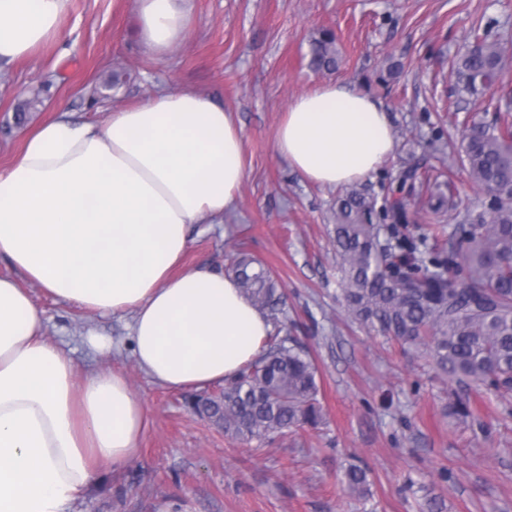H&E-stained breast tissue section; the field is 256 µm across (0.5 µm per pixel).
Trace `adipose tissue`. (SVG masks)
<instances>
[{
  "mask_svg": "<svg viewBox=\"0 0 512 512\" xmlns=\"http://www.w3.org/2000/svg\"><path fill=\"white\" fill-rule=\"evenodd\" d=\"M66 0H0V62L58 39ZM151 56L183 41L190 0H136ZM276 153L321 186L363 181L395 151L369 94L321 84L292 99ZM231 112L191 90L113 109L105 124L60 114L0 169V256L54 298L129 318L154 381L201 390L236 376L271 325L223 271L181 268L194 224H220L245 177ZM149 412L117 371L78 377L47 341L30 294L0 277V512H75L100 477L135 461Z\"/></svg>",
  "mask_w": 512,
  "mask_h": 512,
  "instance_id": "obj_1",
  "label": "adipose tissue"
}]
</instances>
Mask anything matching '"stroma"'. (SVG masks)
<instances>
[{
    "label": "stroma",
    "mask_w": 512,
    "mask_h": 512,
    "mask_svg": "<svg viewBox=\"0 0 512 512\" xmlns=\"http://www.w3.org/2000/svg\"><path fill=\"white\" fill-rule=\"evenodd\" d=\"M186 39L157 59L137 36L133 0H67L61 38L0 64V168L57 110L102 124L119 106L184 89L214 98L243 132L246 176L220 224L196 225L185 267L221 268L238 244L268 265L285 295L290 331L318 368V427L258 444L225 436L191 412L188 394L153 382L136 364L127 319L97 316L28 284L50 341L73 351L79 372H122L149 409L140 456L105 475L75 512H418L435 497L443 512H512V394L469 391L487 425L448 414L455 383L419 346L386 339L354 321L339 297L332 244L337 189L303 181L274 150L289 101L339 83L379 100L395 152L366 181L384 195L403 161L426 156L463 201L475 188L460 163L465 122L492 119L488 98L458 101L452 63L473 27L491 25L512 51V0H192ZM336 37L338 71L309 70V42ZM42 102L15 115L31 90ZM115 341L103 353L83 339ZM368 467L370 493L349 495L348 464ZM450 480H441V470Z\"/></svg>",
    "instance_id": "stroma-1"
}]
</instances>
